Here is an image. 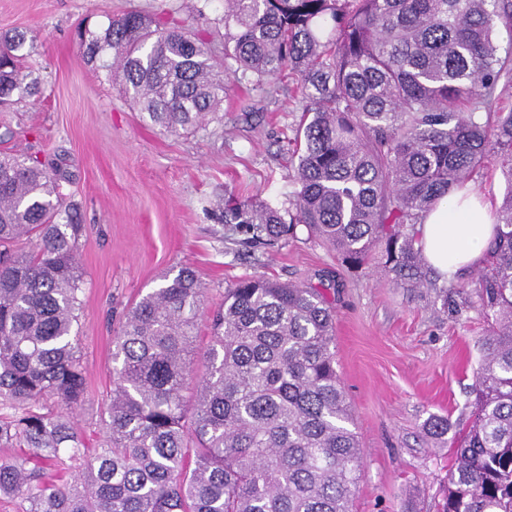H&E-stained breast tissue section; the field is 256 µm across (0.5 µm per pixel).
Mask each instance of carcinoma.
I'll list each match as a JSON object with an SVG mask.
<instances>
[{
	"instance_id": "1",
	"label": "carcinoma",
	"mask_w": 512,
	"mask_h": 512,
	"mask_svg": "<svg viewBox=\"0 0 512 512\" xmlns=\"http://www.w3.org/2000/svg\"><path fill=\"white\" fill-rule=\"evenodd\" d=\"M512 0H224V75L189 25L138 11L79 34L91 65L121 78L142 118L170 133L205 129L230 82L259 89L286 69L309 120L294 141L299 191L283 216L234 203L224 223L272 245L299 228L353 268L380 254L395 286L437 274L417 225L465 188L489 153L507 183L477 270L479 341L470 422L450 441L443 512H512ZM27 37L0 35V104L31 96ZM60 169L0 155V495L22 512H351L362 448L336 369L325 289L245 276L210 317L193 369L204 288L166 276L126 315L112 349L103 443L71 411L85 398L75 330L83 293L78 203ZM29 251L14 249L22 238ZM194 385L192 407L183 392ZM427 433L443 440L448 419ZM56 467L46 478L45 466Z\"/></svg>"
}]
</instances>
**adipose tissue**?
<instances>
[{
  "label": "adipose tissue",
  "instance_id": "adipose-tissue-1",
  "mask_svg": "<svg viewBox=\"0 0 512 512\" xmlns=\"http://www.w3.org/2000/svg\"><path fill=\"white\" fill-rule=\"evenodd\" d=\"M492 203L474 192L441 202L420 224L423 254L440 274L476 267L494 236Z\"/></svg>",
  "mask_w": 512,
  "mask_h": 512
}]
</instances>
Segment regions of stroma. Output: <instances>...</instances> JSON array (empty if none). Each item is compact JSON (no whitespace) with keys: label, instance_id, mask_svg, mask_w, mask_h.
Instances as JSON below:
<instances>
[{"label":"stroma","instance_id":"stroma-1","mask_svg":"<svg viewBox=\"0 0 512 512\" xmlns=\"http://www.w3.org/2000/svg\"><path fill=\"white\" fill-rule=\"evenodd\" d=\"M172 8L216 56L224 54V0H0V32L26 33V64L39 94L0 107V153L58 164L80 204L84 277L78 356L85 402L77 412L89 445L112 394V339L124 315L164 274L194 268L206 310L238 278L330 285L336 309V369L363 448L352 512H437L449 449L425 432L435 416L471 419L472 371L489 325L472 274L450 279L447 300L377 278L376 263L349 268L319 240L243 244L224 221L229 199L288 210L294 137L304 104L290 73L263 89L232 84L220 120L193 135L142 119L118 82L82 55L79 28L98 29L130 10Z\"/></svg>","mask_w":512,"mask_h":512}]
</instances>
